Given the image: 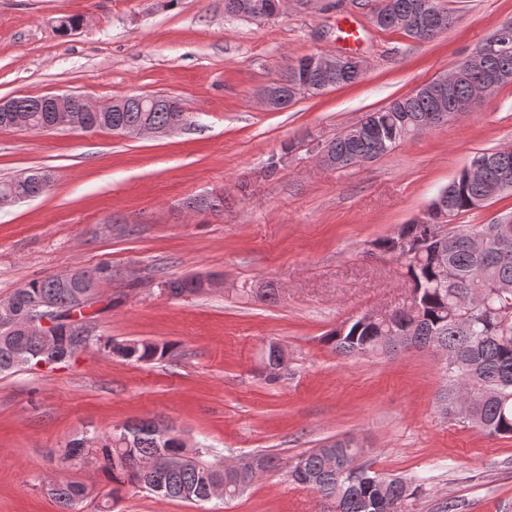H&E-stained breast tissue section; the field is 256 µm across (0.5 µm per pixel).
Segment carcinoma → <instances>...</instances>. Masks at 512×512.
I'll return each instance as SVG.
<instances>
[{"mask_svg": "<svg viewBox=\"0 0 512 512\" xmlns=\"http://www.w3.org/2000/svg\"><path fill=\"white\" fill-rule=\"evenodd\" d=\"M295 60L288 59L283 74L293 82L312 85L318 81L314 74L294 70ZM488 66L512 82V50L493 51L488 55ZM472 83L458 79L448 99V111H453L460 102L469 98ZM21 100L29 108L27 112H3L0 126L19 125L32 129L52 126L54 113L40 111L42 97L23 96ZM392 112H382L380 130L397 146L415 137L416 126L436 127L438 113L433 111V101L416 90L391 102ZM81 126L94 132L112 129L116 125H134L151 121L162 125L176 121L177 112L164 109L142 112L131 107L124 112L75 113ZM330 152L339 159L355 154H369L376 159L379 154L371 149L370 140L359 136L351 127H346L328 143ZM46 184L32 178L15 177L0 181V194L11 193L23 199L36 198L45 193ZM448 201L454 216L481 209L494 198L504 194L497 188L494 175L472 179L459 177L448 187ZM493 236L497 247L483 255L471 248L475 236ZM411 243L414 256L403 265L405 278L416 293L414 312L419 318V330L412 344L415 349L427 347L443 350L458 357L460 368L446 373L448 385L438 396L441 407H449L453 401V390L464 387L469 390L470 417L466 424L482 432L492 429V435L512 436V223L492 221L488 224H450L448 242L436 250L427 244L426 231L416 224H407L400 230L376 243L378 250L393 255L402 241ZM195 277L170 278L163 283L167 293L175 298L198 295L201 289L195 285ZM87 291L83 278L69 281L56 274L32 280L17 288L10 299L16 312L21 314L34 301L49 298L62 308L54 336L58 348L70 347L84 335L83 326L70 319L71 312L90 308L97 302L98 292H93L90 302L79 306L83 293ZM487 299L488 309L476 313L467 320L461 302L475 295ZM401 336V321L390 325L363 323L361 319H350L341 323L325 338L326 344L341 356H364L387 353L388 344ZM95 344L100 351L118 354L137 362L150 363L161 360L170 353V345L149 341L120 344L110 337L101 336ZM42 351L40 338L23 330L0 325V373L23 366L34 365L36 354ZM122 432L98 439L90 444L85 439L67 444L59 455L63 465H71L79 459H91L99 467L112 474V481L137 486L141 476L121 465L124 457L131 454L158 455L179 462L173 472H162L159 478L168 484L169 490L160 494L166 499H187L182 491L202 494L194 501L202 503L205 495L216 485L227 486V493L235 491V482L224 471L214 468L203 459L208 449L200 448L195 453L186 451L183 443L173 438L156 443L145 434L139 447L124 448L119 445ZM360 451L344 441L334 440L319 448L300 454L309 475L316 478L313 485L325 502L335 497L333 507L319 512H377V504L383 500L400 499L407 503L423 490L425 478L409 481L387 479L370 471L361 480L353 482L340 475L341 460ZM86 487L76 483H51L48 492L67 512H78L77 505L84 498Z\"/></svg>", "mask_w": 512, "mask_h": 512, "instance_id": "obj_1", "label": "carcinoma"}]
</instances>
